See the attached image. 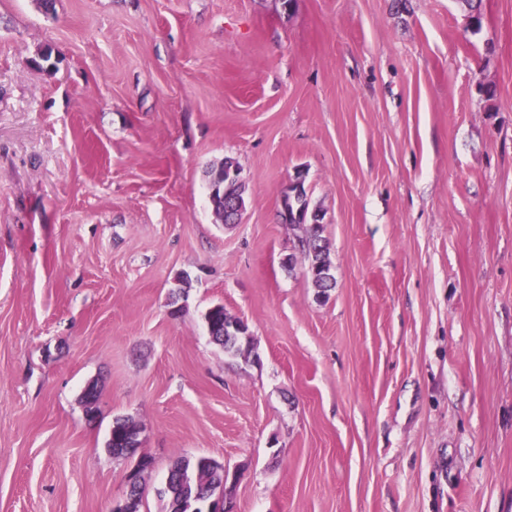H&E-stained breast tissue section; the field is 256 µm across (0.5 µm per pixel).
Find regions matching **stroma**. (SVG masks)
Returning <instances> with one entry per match:
<instances>
[{
	"label": "stroma",
	"instance_id": "35a3bbf8",
	"mask_svg": "<svg viewBox=\"0 0 512 512\" xmlns=\"http://www.w3.org/2000/svg\"><path fill=\"white\" fill-rule=\"evenodd\" d=\"M483 13L0 0V512H111L118 418L154 459L141 512L200 455L235 512H512V0ZM299 172L325 297L278 217ZM216 305L256 360L211 341ZM224 181L229 186V190L222 197L221 190L218 188L210 196V204L215 214L224 212V203H226V224H237L245 211L244 193L245 186L240 178V171L234 160L226 159L224 161ZM320 233L317 236H311L308 233V230L306 228L304 234L300 237V241L302 244L301 254L302 258L305 262L308 263V265H327L330 267L331 265V259L329 251L325 244V239L323 236L324 232V225L320 224ZM321 276L326 281H329L330 283H334V277L331 274V267L330 270L327 271L325 268L322 269Z\"/></svg>",
	"mask_w": 512,
	"mask_h": 512
}]
</instances>
